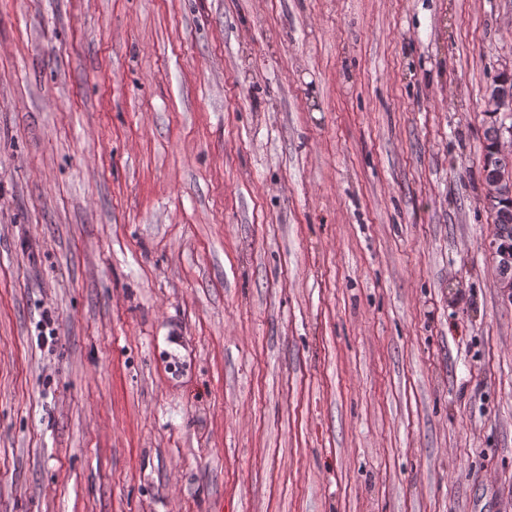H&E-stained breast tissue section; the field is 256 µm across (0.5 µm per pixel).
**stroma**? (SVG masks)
<instances>
[{
  "mask_svg": "<svg viewBox=\"0 0 512 512\" xmlns=\"http://www.w3.org/2000/svg\"><path fill=\"white\" fill-rule=\"evenodd\" d=\"M506 70L512 0H0V512H512ZM503 129L502 121L499 123L497 119L492 120L485 129V156L482 171L485 177L489 174V159L493 156V162L490 163L491 170L494 168H511L512 155H498L494 151L497 139ZM485 201L486 203L494 202L501 198L512 197V171L497 169L491 172L484 180ZM489 208L494 216V224L497 226L498 247L500 250H509L512 256V201L496 203Z\"/></svg>",
  "mask_w": 512,
  "mask_h": 512,
  "instance_id": "stroma-1",
  "label": "stroma"
}]
</instances>
